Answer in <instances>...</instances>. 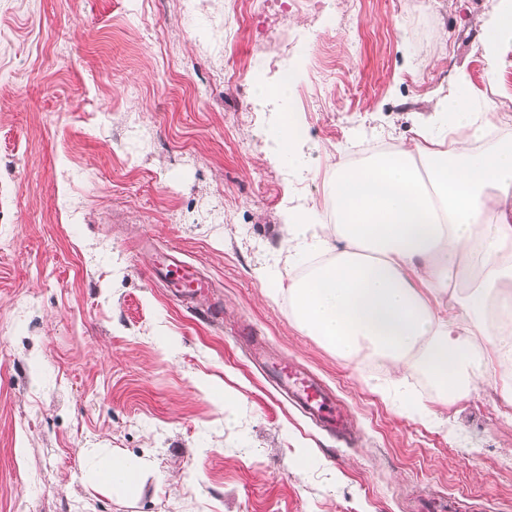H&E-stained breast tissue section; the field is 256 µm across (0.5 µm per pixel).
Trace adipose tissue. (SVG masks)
Returning a JSON list of instances; mask_svg holds the SVG:
<instances>
[{
	"mask_svg": "<svg viewBox=\"0 0 512 512\" xmlns=\"http://www.w3.org/2000/svg\"><path fill=\"white\" fill-rule=\"evenodd\" d=\"M509 42L512 0H498L481 40L488 76ZM497 108L462 75L412 144L337 159L332 215L307 208L287 226L301 272L263 273L337 356L425 371L445 399L467 398L495 366L512 402V135L485 140ZM89 477L133 490L142 467L111 455Z\"/></svg>",
	"mask_w": 512,
	"mask_h": 512,
	"instance_id": "ef3b65f1",
	"label": "adipose tissue"
}]
</instances>
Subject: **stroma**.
I'll use <instances>...</instances> for the list:
<instances>
[{"instance_id": "35a3bbf8", "label": "stroma", "mask_w": 512, "mask_h": 512, "mask_svg": "<svg viewBox=\"0 0 512 512\" xmlns=\"http://www.w3.org/2000/svg\"><path fill=\"white\" fill-rule=\"evenodd\" d=\"M324 2L265 19L243 0L235 21L224 0H0V512H512L496 369L448 404L417 373L377 389L261 275L286 264L288 211L325 208L339 156L410 142L459 74L486 91L496 0ZM283 61L298 77L270 112L253 86ZM168 250L215 307L153 277ZM260 350L315 373L351 438L282 397ZM94 449L140 461V487L93 484ZM301 137V127L294 112L282 113L277 139L280 156L284 159H291L295 154Z\"/></svg>"}]
</instances>
